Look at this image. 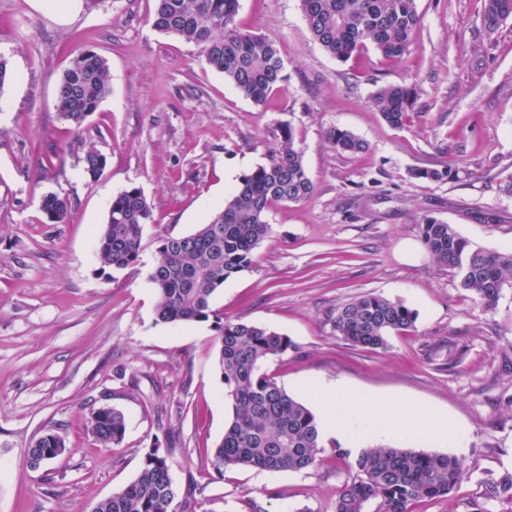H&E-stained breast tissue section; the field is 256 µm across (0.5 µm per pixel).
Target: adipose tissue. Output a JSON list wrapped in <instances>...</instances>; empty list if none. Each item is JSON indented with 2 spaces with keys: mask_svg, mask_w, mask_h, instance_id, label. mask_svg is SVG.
Segmentation results:
<instances>
[{
  "mask_svg": "<svg viewBox=\"0 0 512 512\" xmlns=\"http://www.w3.org/2000/svg\"><path fill=\"white\" fill-rule=\"evenodd\" d=\"M305 392L320 413L323 435L353 448L363 447L368 437L385 435L437 441L452 448L466 445L465 431L435 412L357 395L338 383H320Z\"/></svg>",
  "mask_w": 512,
  "mask_h": 512,
  "instance_id": "obj_1",
  "label": "adipose tissue"
}]
</instances>
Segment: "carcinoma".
Here are the masks:
<instances>
[{
  "mask_svg": "<svg viewBox=\"0 0 512 512\" xmlns=\"http://www.w3.org/2000/svg\"><path fill=\"white\" fill-rule=\"evenodd\" d=\"M239 8L240 0H156L152 25L200 47L206 67L222 74L244 99L261 104L287 80L285 64L275 40L238 24ZM300 9L312 39L339 62L355 59L369 47L385 61L400 58L421 25L417 0H300ZM509 20L512 0H484L481 23L487 32ZM110 91L106 60L92 49L81 51L61 76L57 109L78 133ZM414 100V88L405 84L380 85L371 93L373 108L394 128L405 124ZM327 139L343 153L368 149L344 129H331ZM82 163L83 172L97 180L107 157L89 143ZM314 191L302 147L285 124L268 162L239 178L232 196L208 223L188 235L159 238V259L149 274L157 297L155 321L185 325L211 320L220 340L218 368L232 417L206 458V465L220 475L242 467L312 470L323 460L325 446L315 415L264 371L269 359L298 345L266 326L211 308L224 282L252 264L255 250L270 233L271 207L307 200ZM69 208L70 201L55 193L44 195L40 203L51 224L64 222ZM152 222V207L140 188L113 195L96 239L98 271L110 277L136 265L144 228ZM421 240L433 261L451 271L459 288L486 308H495L504 286H512V250L478 247L453 225L428 216L421 224ZM416 319L403 302L367 293L336 310L333 328L348 345L377 351L388 348L391 335L414 328ZM89 430L101 445L117 446L125 437V416L116 408L98 407L90 413ZM59 448H66L64 438L49 430L34 441L28 459L39 458L48 466ZM159 449L157 441L146 449L136 477L100 501L95 512H197L200 503L192 492L178 496ZM331 452L338 459L352 458V478L336 500V512H413L421 501L449 495L465 476L460 460L449 454L380 445L353 457L337 443ZM488 496L512 500V474L492 483Z\"/></svg>",
  "mask_w": 512,
  "mask_h": 512,
  "instance_id": "obj_1",
  "label": "carcinoma"
}]
</instances>
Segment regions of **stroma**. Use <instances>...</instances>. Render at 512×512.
Returning a JSON list of instances; mask_svg holds the SVG:
<instances>
[{
    "mask_svg": "<svg viewBox=\"0 0 512 512\" xmlns=\"http://www.w3.org/2000/svg\"><path fill=\"white\" fill-rule=\"evenodd\" d=\"M417 5L421 26L403 59L370 52L357 64L311 39L299 0H240L239 22L276 39L288 75L255 104L204 65L199 47L154 29L155 0H97L64 24L33 0H0V55L13 70L0 89V512H92L135 478L156 439L179 490H195L198 512H335L351 471L332 456L302 472L220 475L205 465L231 416L219 342L207 322L156 323L148 279L159 236L207 223L240 176L267 162L285 124L316 191L272 207L252 265L217 291L213 309L298 344L265 366L296 398L304 384L341 382L464 427V479L415 512H512V501L487 496L512 473V288L486 308L420 237L432 216L478 246L512 248V194L503 190L512 176V20L489 34L483 0ZM85 48L105 57L112 91L77 135L55 99ZM386 83L416 89L403 127L371 105ZM333 128L368 151H336L326 140ZM89 141L108 158L95 182L81 163ZM445 165L456 178L413 175ZM130 186L143 190L154 221L139 263L108 278L96 233L113 195ZM48 193L70 200L64 223H46ZM372 292L418 313L383 351L347 345L333 329L338 307ZM103 404L126 419L112 448L87 428ZM50 429L67 451L31 469L28 450Z\"/></svg>",
    "mask_w": 512,
    "mask_h": 512,
    "instance_id": "obj_1",
    "label": "stroma"
}]
</instances>
